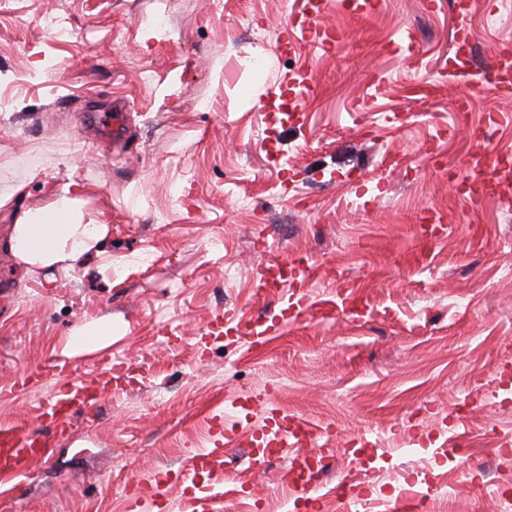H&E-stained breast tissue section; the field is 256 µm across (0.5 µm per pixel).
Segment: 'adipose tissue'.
Here are the masks:
<instances>
[{"label": "adipose tissue", "instance_id": "ef3b65f1", "mask_svg": "<svg viewBox=\"0 0 512 512\" xmlns=\"http://www.w3.org/2000/svg\"><path fill=\"white\" fill-rule=\"evenodd\" d=\"M83 193L82 187H66L21 210L0 199V215L11 223L7 244L21 266L32 272L48 267L67 270L101 254L110 227L85 211Z\"/></svg>", "mask_w": 512, "mask_h": 512}]
</instances>
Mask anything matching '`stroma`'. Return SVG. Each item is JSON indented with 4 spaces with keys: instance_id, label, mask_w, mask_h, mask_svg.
I'll return each instance as SVG.
<instances>
[{
    "instance_id": "35a3bbf8",
    "label": "stroma",
    "mask_w": 512,
    "mask_h": 512,
    "mask_svg": "<svg viewBox=\"0 0 512 512\" xmlns=\"http://www.w3.org/2000/svg\"><path fill=\"white\" fill-rule=\"evenodd\" d=\"M307 8L0 0V194L73 179L110 227L102 255L29 274L0 219V423L39 430L66 375L99 395L0 512H135L125 483L150 493L208 447L221 408L242 434L275 408L312 421L335 451L323 483L358 473L360 512L400 496L512 512V460L496 454L512 444V187L489 192L494 166L467 165L512 156V122H493L512 92L481 84L512 4L320 0L316 23L344 34L330 47L302 37ZM462 26L472 53L452 79ZM308 74L312 89L290 85ZM42 154L29 178L20 157ZM298 255L305 313L255 351L210 334L216 315L284 308L291 289L259 292L253 266ZM105 320L111 344L73 353ZM107 360L131 381L108 383ZM55 365L63 376L45 375ZM289 468L229 448L212 475L223 512H345L331 496L303 505Z\"/></svg>"
}]
</instances>
